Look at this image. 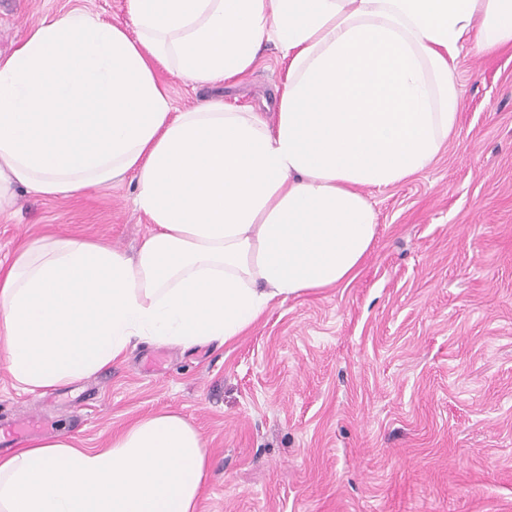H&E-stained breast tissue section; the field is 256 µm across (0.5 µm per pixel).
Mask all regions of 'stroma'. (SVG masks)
<instances>
[{"mask_svg": "<svg viewBox=\"0 0 512 512\" xmlns=\"http://www.w3.org/2000/svg\"><path fill=\"white\" fill-rule=\"evenodd\" d=\"M129 24L126 0H0V58L46 18ZM286 65L266 45L236 79L159 70L174 111L223 100L274 112ZM463 109L432 165L369 190L379 234L357 278L274 303L234 342H143L79 381L92 413L28 392L0 366V426L44 419L85 447L160 410L202 435L198 512H512V48L462 49ZM136 180L74 196L20 188L0 212V263L45 237L134 253L151 226Z\"/></svg>", "mask_w": 512, "mask_h": 512, "instance_id": "35a3bbf8", "label": "stroma"}]
</instances>
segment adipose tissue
<instances>
[{
	"label": "adipose tissue",
	"instance_id": "1",
	"mask_svg": "<svg viewBox=\"0 0 512 512\" xmlns=\"http://www.w3.org/2000/svg\"><path fill=\"white\" fill-rule=\"evenodd\" d=\"M132 25L72 11L0 58V207L134 175L135 256L45 238L0 269V361L24 390L79 382L140 341H234L277 301L350 283L378 236L366 191L421 174L463 107L464 44L512 48V0H127ZM274 43V116L174 111L157 74L243 76ZM206 444L181 415L104 448L0 456V512H196Z\"/></svg>",
	"mask_w": 512,
	"mask_h": 512
}]
</instances>
